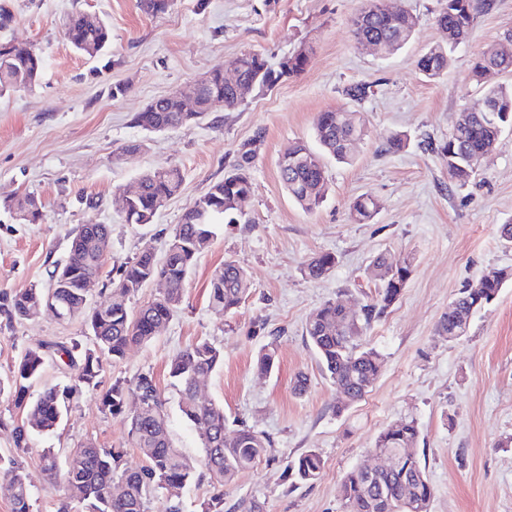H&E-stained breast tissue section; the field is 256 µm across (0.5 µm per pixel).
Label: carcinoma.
<instances>
[{"instance_id":"carcinoma-1","label":"carcinoma","mask_w":512,"mask_h":512,"mask_svg":"<svg viewBox=\"0 0 512 512\" xmlns=\"http://www.w3.org/2000/svg\"><path fill=\"white\" fill-rule=\"evenodd\" d=\"M374 10L362 9L350 19L353 36L370 39L388 53L402 48L413 37L418 20L403 9H392L383 0H373ZM473 0H444L436 17L439 27L448 32V43L430 47L432 64L418 60L424 76L434 78L447 70L453 46L468 37L475 21ZM65 38L71 47L90 59L103 57L111 43L108 23L99 15L77 11L68 17ZM309 63L308 53L288 57L278 69L267 65L255 53L239 59L240 78L263 90L274 87L285 77L300 75ZM43 70V58L32 45L23 42L0 43V95L34 87ZM512 70V55L499 49L486 48L474 64V72L484 86L480 100L491 110L471 111L460 125V135H448L439 145L448 154V177L458 187L466 186L474 174L472 166L481 161L487 145L512 129V85L500 82L499 76ZM210 84L198 98V111L182 110L181 99L165 96L136 114L134 123L150 133L164 132L195 122L221 102L224 109L234 110L240 104L236 90L224 84V69L217 66L209 72ZM362 124L338 113L320 112L313 125L318 149L302 141L294 143L279 162V177L290 197L303 209L314 211L325 200L327 176L325 160L350 161L348 142L361 132ZM262 136L256 135L242 145L238 161L224 179L214 183L186 207L180 224L165 242L163 258L146 245L132 259L120 266L118 280L112 282L111 298L103 305L87 311L88 292L83 283L100 276V244L110 240L107 224H78L69 233L66 259L54 266L50 279L58 280L63 270L71 277L58 291L61 314L69 319L81 314L94 337L91 347L76 340L56 346L59 357H65L74 370L69 383L43 389L31 403L26 397L32 381L38 377L46 359L44 347L29 348L21 356L8 385L15 406L22 409L24 419L13 428L15 445H28L30 434L49 433L61 422L70 400L100 385L103 362L124 357L134 345H145L169 322L182 297L185 281L201 255L210 247L219 224H236L242 218V203L252 194L251 171ZM184 174L176 166H159L141 174L137 191L128 198L124 211L127 224H149L156 213L182 189ZM18 219L36 223L42 219V203L32 194L11 200ZM378 208L375 199L357 198L352 217L358 223L371 220ZM336 256L321 253L310 257L303 267L304 276L318 281L336 266ZM370 267L378 282V292L366 305L361 317L347 311L339 300H327L308 317L305 336L331 384L348 402H357L369 393L382 367V355L373 347L360 344L363 328L383 315L397 302L411 274V264L394 267L383 254L375 256ZM165 283L164 292L133 314L128 302L152 281ZM507 280L502 270L482 276L476 285L456 298L454 309L439 322V330L448 341L460 338L470 325L473 307L492 302ZM251 292L246 269L233 262L212 273L209 305L226 313L236 310ZM46 291L31 287L12 296L3 312L12 320L32 317L46 305ZM277 345L271 341L261 347L257 370L270 372L276 363ZM224 352L203 340L171 359L169 376L178 388V411L196 430L203 448L200 466H195L174 448L169 431L168 414L153 377L139 375L132 383L117 381L101 397V409L111 415L124 412L126 394L134 392L146 410L126 417L128 438L138 448L146 464L130 469L122 464V452L85 443L73 449L65 463L59 462L54 449L42 454L43 469L50 482L62 481L68 498L85 506L86 512H148L155 497L173 502L169 512H180L182 491L202 477L208 479L212 496L201 504V512H223L224 487L249 470L265 456L269 440L247 427L240 428L235 438L224 440L227 419L223 407L201 402L196 397L197 383L208 378L223 362ZM420 431L413 419H402L387 426L377 436L375 450L398 454V465L368 476L361 467L349 471L342 483L344 512H429L433 488L416 448ZM323 462L311 449L290 461L286 475L296 484L316 481ZM0 494L12 503V512H30L31 486L23 467L14 459L0 462Z\"/></svg>"}]
</instances>
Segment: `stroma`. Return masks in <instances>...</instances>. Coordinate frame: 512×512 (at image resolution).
Returning a JSON list of instances; mask_svg holds the SVG:
<instances>
[{"label":"stroma","instance_id":"obj_1","mask_svg":"<svg viewBox=\"0 0 512 512\" xmlns=\"http://www.w3.org/2000/svg\"><path fill=\"white\" fill-rule=\"evenodd\" d=\"M389 2L419 24L403 48L381 57L351 33L362 0H172L158 15L145 13L139 0H9L13 20L0 29V39L33 44L44 69L32 89L0 96V308L16 292L46 287L49 270L67 255L69 231L89 222L111 227L110 256L89 296L90 306L103 304L121 264L144 244L163 249L188 204L223 179L242 144L263 137L244 217L221 225L171 320L148 345L105 361L101 383L106 389L152 374L166 401L173 445L196 463L201 440L177 409L168 363L201 340L223 349L224 363L201 394L223 406L227 436L245 426L269 441L265 457L225 488L224 512H241L244 501L259 503L262 512H343L344 475L376 464L371 450L379 431L411 417L433 488L429 512H512V244L499 233L512 224V131L462 188L449 180L448 157L437 149L463 108L482 95L475 58L490 46L512 49V0L477 9L468 39L433 79L419 72L417 60L447 41L435 21L440 0ZM79 10L108 22L107 61L76 53L65 39L64 21ZM304 47L311 54L302 74L251 92L238 109L217 104L201 121L161 133L133 122L152 101L214 66L231 69L243 53H259L275 68ZM117 84L127 91L111 96ZM353 84L370 86L364 101L344 95ZM334 109L353 112L366 134L350 162L328 161L326 200L308 212L282 185L279 159L294 142H312L316 115ZM396 133L407 145L393 153L386 139ZM133 141L142 150L124 153ZM169 164L184 173L181 193L152 223H125L123 191L146 170ZM28 193L44 205L35 224L4 207ZM362 195L380 205L365 224L350 212ZM322 252L336 256L334 270L319 281L306 279L305 261ZM379 253L394 264L412 260V273L399 300L361 337L382 354L384 367L372 391L348 405L323 375L305 322L327 300L340 299L357 312L375 298L370 262ZM227 261L245 267L252 282L248 298L229 314L208 304L211 275ZM498 269L509 278L497 298L473 314L467 334L452 342L439 335L449 303ZM85 338L78 318L45 309L10 321L0 312V382L25 349ZM272 340L278 361L263 376L254 360ZM301 373L309 384L298 395L293 383ZM21 420L10 394H0V458L23 467L31 512L83 510L48 483L42 449L63 458L91 441L123 449L126 467L144 463L122 417L102 412L99 391L80 395L54 432L32 434L24 449L12 438ZM309 449L320 453L323 471L314 483L292 485L284 470Z\"/></svg>","mask_w":512,"mask_h":512}]
</instances>
